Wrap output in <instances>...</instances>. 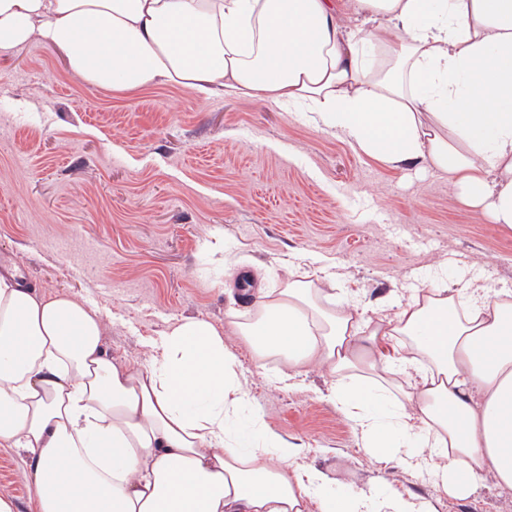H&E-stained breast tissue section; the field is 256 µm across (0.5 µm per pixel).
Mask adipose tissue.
<instances>
[{"label":"adipose tissue","instance_id":"1","mask_svg":"<svg viewBox=\"0 0 512 512\" xmlns=\"http://www.w3.org/2000/svg\"><path fill=\"white\" fill-rule=\"evenodd\" d=\"M359 22V39L348 27ZM37 39L93 86L174 84L307 112L355 150L425 162L512 230V0H0V48ZM290 283L233 328L257 361L332 379L366 447L448 495L512 492V299L434 289L390 318ZM100 313L0 277V447L24 454L39 512H435L398 490L336 488L254 423L208 321L175 322L145 367L115 364ZM428 360L419 381L395 377Z\"/></svg>","mask_w":512,"mask_h":512}]
</instances>
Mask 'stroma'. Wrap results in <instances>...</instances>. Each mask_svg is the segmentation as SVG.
<instances>
[{
	"label": "stroma",
	"mask_w": 512,
	"mask_h": 512,
	"mask_svg": "<svg viewBox=\"0 0 512 512\" xmlns=\"http://www.w3.org/2000/svg\"><path fill=\"white\" fill-rule=\"evenodd\" d=\"M40 294L99 310L109 357L148 365L184 317L224 332L250 406L305 448L338 488L408 491L436 512H512L494 477L465 499L378 460L338 406L329 376L291 387L259 366L229 321L259 290L333 277L337 300L391 316L430 289L472 282L512 293V232L463 204L446 176L355 151L342 132L258 100L177 85H90L33 40L0 49V259ZM37 512L17 452L0 447V497Z\"/></svg>",
	"instance_id": "obj_1"
}]
</instances>
